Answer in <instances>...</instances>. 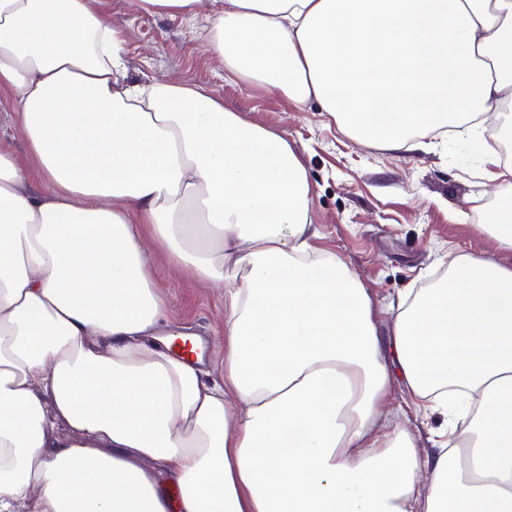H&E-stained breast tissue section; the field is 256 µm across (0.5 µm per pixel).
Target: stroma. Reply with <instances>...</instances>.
<instances>
[{
	"instance_id": "obj_1",
	"label": "stroma",
	"mask_w": 512,
	"mask_h": 512,
	"mask_svg": "<svg viewBox=\"0 0 512 512\" xmlns=\"http://www.w3.org/2000/svg\"><path fill=\"white\" fill-rule=\"evenodd\" d=\"M104 7L126 36L131 80L158 83L180 75L223 98L225 107L286 134L313 184L319 246L344 258L379 306L439 281L456 256L491 252L512 265V251L494 250L481 227L482 212L503 198L486 185L475 144L454 135L436 137L426 152L362 144L340 131L316 100L298 104L225 72L203 50L212 27L205 16L149 15L132 0H105ZM165 285L178 326L207 341L212 363L220 364L224 351L213 343L224 319L220 295L188 287L173 274Z\"/></svg>"
}]
</instances>
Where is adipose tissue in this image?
Listing matches in <instances>:
<instances>
[{"instance_id":"ef3b65f1","label":"adipose tissue","mask_w":512,"mask_h":512,"mask_svg":"<svg viewBox=\"0 0 512 512\" xmlns=\"http://www.w3.org/2000/svg\"><path fill=\"white\" fill-rule=\"evenodd\" d=\"M206 4L226 71L388 151L512 98V0H135ZM125 45L100 0H0V512H512V265L453 258L381 340L287 137ZM166 271L220 291V379ZM0 143L18 156L22 157L26 152V140L14 123L13 119L0 112ZM391 408L408 417L411 421V427L414 430L419 429L424 440L429 436L430 430L438 429L441 425V417L438 415H430L428 418H424L422 414H417L408 397L397 386H395L391 398Z\"/></svg>"}]
</instances>
